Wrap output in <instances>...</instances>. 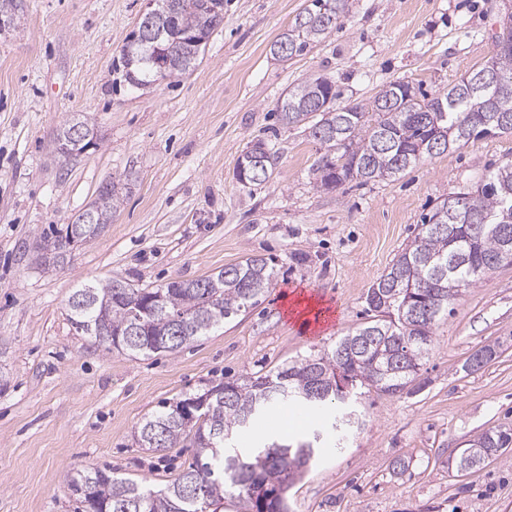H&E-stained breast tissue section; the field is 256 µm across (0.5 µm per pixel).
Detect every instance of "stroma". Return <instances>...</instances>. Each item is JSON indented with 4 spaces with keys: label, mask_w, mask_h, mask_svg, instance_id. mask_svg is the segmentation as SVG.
I'll list each match as a JSON object with an SVG mask.
<instances>
[{
    "label": "stroma",
    "mask_w": 512,
    "mask_h": 512,
    "mask_svg": "<svg viewBox=\"0 0 512 512\" xmlns=\"http://www.w3.org/2000/svg\"><path fill=\"white\" fill-rule=\"evenodd\" d=\"M306 0H224V22L186 74L135 90L115 62L144 0H25L0 33V512H78L67 472L106 468L153 488L189 453L139 447L135 431L165 404L330 346L366 317L368 288L414 237L423 214L512 159L487 136L389 180L314 187L322 151L274 106L313 75L339 104L405 81L451 87L490 56L512 0H351L341 28L302 56L270 47ZM101 132L76 160L54 151L71 113ZM272 142L270 180L245 187L239 158ZM132 189L96 239L44 270L41 230L67 224L107 180ZM273 258L262 303L176 353L107 350L69 320L73 288L109 278L160 287L245 257ZM497 358L466 367L480 347ZM420 391L368 393L366 422L289 490L291 512H512V454L457 471L449 462L487 429L512 428V264L463 290L435 331ZM405 457L404 475L392 472Z\"/></svg>",
    "instance_id": "stroma-1"
}]
</instances>
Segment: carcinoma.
<instances>
[{"label": "carcinoma", "instance_id": "obj_1", "mask_svg": "<svg viewBox=\"0 0 512 512\" xmlns=\"http://www.w3.org/2000/svg\"><path fill=\"white\" fill-rule=\"evenodd\" d=\"M348 0H308L277 42L288 43L286 58L302 55L341 27ZM224 21V0H169L157 22L161 41L190 35L210 37ZM206 44L178 63L136 46L128 59L120 51L125 80L140 88L156 74L183 75L203 55ZM495 74L491 84L466 72L446 90L419 95L399 81L383 86L369 103L331 104L335 84L310 77L277 101L282 123L307 125L324 147L312 166L313 180L325 190H341L353 180L367 183L392 178L419 162L456 150L470 139L512 134V49L492 48L483 65ZM250 151L265 169L250 173L249 185L272 175L275 156L268 141H251ZM108 181L97 199L71 223L41 233L54 239L62 231L89 241L106 227L120 205L122 189ZM463 203L446 198L423 218L419 232L366 293L367 321L340 337L329 351L311 355L272 373L242 382L217 384L191 398L199 402L188 427L173 405L146 418L137 428L140 447L164 452L182 448L192 462L161 489L119 478L105 469L71 471L66 482L85 512H289L288 489L314 463L323 448L315 429L307 439L288 443L268 424L282 406H298L323 415L336 432V449L363 425L357 405L366 392L397 397L414 389L433 336L448 318L462 290L512 258L501 255L503 234L512 237V160L485 180L462 189ZM273 266L248 256L216 273L194 280H173L160 288H117L109 279L75 288L68 299L75 329L90 336L110 330L118 340L108 349L131 354L176 352L212 329L256 306L271 285ZM342 377L347 393L336 391ZM492 436L482 453L496 457L512 446V429L494 427L468 444Z\"/></svg>", "mask_w": 512, "mask_h": 512}]
</instances>
